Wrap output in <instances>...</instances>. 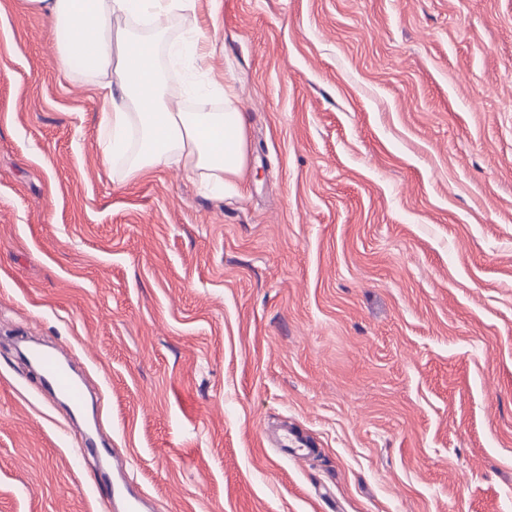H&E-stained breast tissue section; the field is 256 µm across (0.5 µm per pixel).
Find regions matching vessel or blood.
Here are the masks:
<instances>
[{"mask_svg":"<svg viewBox=\"0 0 512 512\" xmlns=\"http://www.w3.org/2000/svg\"><path fill=\"white\" fill-rule=\"evenodd\" d=\"M29 354L42 370L45 388L62 397L73 410H85L88 404L87 395L74 375L66 353L33 348ZM81 445L85 452L97 458L101 479L111 482L112 506L115 512H150L148 500L140 491L131 488L124 478L127 460L125 449L113 447L111 436L98 428L85 433Z\"/></svg>","mask_w":512,"mask_h":512,"instance_id":"vessel-or-blood-1","label":"vessel or blood"}]
</instances>
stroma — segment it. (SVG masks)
<instances>
[{
	"label": "stroma",
	"mask_w": 512,
	"mask_h": 512,
	"mask_svg": "<svg viewBox=\"0 0 512 512\" xmlns=\"http://www.w3.org/2000/svg\"><path fill=\"white\" fill-rule=\"evenodd\" d=\"M236 190L102 164L57 29L0 10V512H110L5 334L66 347L157 512H512V0H197ZM311 440L286 454L282 425Z\"/></svg>",
	"instance_id": "stroma-1"
}]
</instances>
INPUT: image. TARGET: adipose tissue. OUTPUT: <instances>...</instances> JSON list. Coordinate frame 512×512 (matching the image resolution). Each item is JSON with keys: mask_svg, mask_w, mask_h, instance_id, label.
Wrapping results in <instances>:
<instances>
[{"mask_svg": "<svg viewBox=\"0 0 512 512\" xmlns=\"http://www.w3.org/2000/svg\"><path fill=\"white\" fill-rule=\"evenodd\" d=\"M30 10L60 22L67 33L57 43L61 68L80 58L88 83L102 94L98 125L104 163L137 180L176 162L213 190H232L247 163L245 118L231 84H218L220 112H186L167 93L158 51L200 57L192 37L167 43L173 14L191 11L195 0H26ZM144 23L148 31L133 30Z\"/></svg>", "mask_w": 512, "mask_h": 512, "instance_id": "1", "label": "adipose tissue"}]
</instances>
